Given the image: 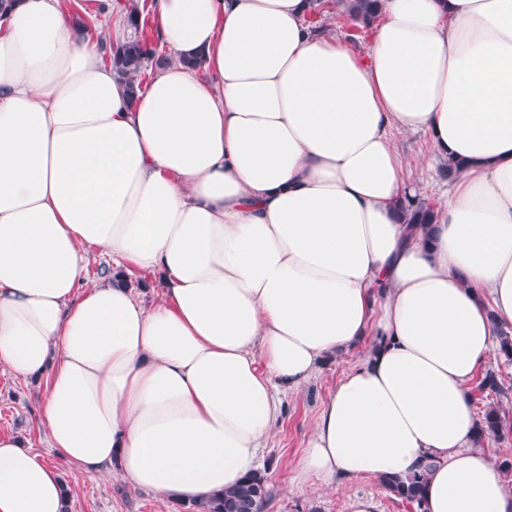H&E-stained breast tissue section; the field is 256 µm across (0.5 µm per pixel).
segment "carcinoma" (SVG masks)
Segmentation results:
<instances>
[{
  "instance_id": "obj_1",
  "label": "carcinoma",
  "mask_w": 512,
  "mask_h": 512,
  "mask_svg": "<svg viewBox=\"0 0 512 512\" xmlns=\"http://www.w3.org/2000/svg\"><path fill=\"white\" fill-rule=\"evenodd\" d=\"M341 13L363 28L370 27L381 10L380 0H352L343 3L336 0ZM128 31L121 40L103 42L102 50L106 62L123 83L129 99L137 97L142 89V76L171 62V56L159 51L148 33L149 10L133 4L126 8ZM434 210L422 201L416 202L408 223L431 224ZM507 428L506 418L496 406H487L479 419L478 439L499 437ZM427 473H415L406 479H388L383 485L396 496L415 507V512H425L422 489ZM271 498L268 478L261 472L244 477L230 489L214 494L209 499L192 504V512H264Z\"/></svg>"
}]
</instances>
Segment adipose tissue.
I'll return each instance as SVG.
<instances>
[{
    "instance_id": "1",
    "label": "adipose tissue",
    "mask_w": 512,
    "mask_h": 512,
    "mask_svg": "<svg viewBox=\"0 0 512 512\" xmlns=\"http://www.w3.org/2000/svg\"><path fill=\"white\" fill-rule=\"evenodd\" d=\"M152 7L173 60L132 101L62 0L0 20V364L45 377L51 451L205 500L259 469L281 393L367 338L298 480L423 470L427 512H512L468 391L512 325V0H382L365 51L307 0ZM395 130L459 165L430 230ZM88 247L112 261L92 283ZM135 272L160 302L113 279ZM65 510L0 436V512Z\"/></svg>"
}]
</instances>
